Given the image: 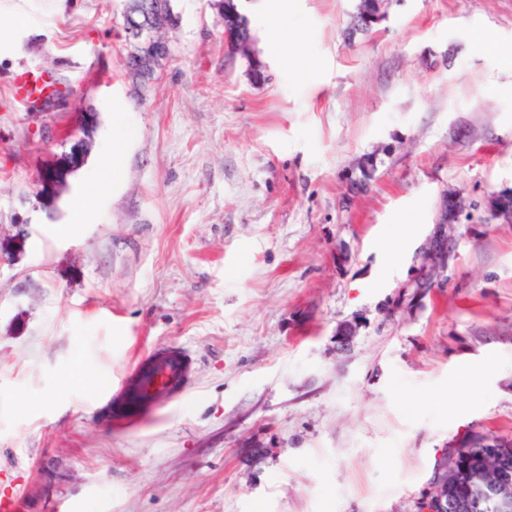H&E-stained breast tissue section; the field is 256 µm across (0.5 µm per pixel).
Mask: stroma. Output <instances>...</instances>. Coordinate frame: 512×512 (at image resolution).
<instances>
[{
	"label": "stroma",
	"instance_id": "stroma-1",
	"mask_svg": "<svg viewBox=\"0 0 512 512\" xmlns=\"http://www.w3.org/2000/svg\"><path fill=\"white\" fill-rule=\"evenodd\" d=\"M356 4L244 0L255 84L211 0H173L141 92L120 0H0V498L417 512L443 449L512 441V222L449 225L415 285L444 195L512 190V0H396L365 34ZM22 65L70 95L20 107ZM158 345L195 357L189 396L113 430V381ZM224 22V41L230 44L238 53L244 56L249 63L250 75L255 82H263L266 80V67L260 60L254 50L252 37H245L233 31L231 36L225 34L226 30ZM78 130L82 135L76 138L74 149H71L69 152H64L60 156H54L52 165L54 166L56 174L61 179H63L64 173L74 171L83 164L90 152L93 143L94 126L85 123L81 125Z\"/></svg>",
	"mask_w": 512,
	"mask_h": 512
}]
</instances>
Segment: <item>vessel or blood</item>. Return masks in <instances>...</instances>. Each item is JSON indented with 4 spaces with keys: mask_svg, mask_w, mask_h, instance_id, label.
I'll return each instance as SVG.
<instances>
[{
    "mask_svg": "<svg viewBox=\"0 0 512 512\" xmlns=\"http://www.w3.org/2000/svg\"><path fill=\"white\" fill-rule=\"evenodd\" d=\"M11 92L23 106L60 97L65 89L54 74L25 66L12 74ZM195 361L185 350L159 346L140 355L112 384V394L101 408L104 420L128 429L149 418L161 406L182 401L190 392Z\"/></svg>",
    "mask_w": 512,
    "mask_h": 512,
    "instance_id": "1",
    "label": "vessel or blood"
}]
</instances>
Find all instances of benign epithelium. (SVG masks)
I'll return each instance as SVG.
<instances>
[{"mask_svg":"<svg viewBox=\"0 0 512 512\" xmlns=\"http://www.w3.org/2000/svg\"><path fill=\"white\" fill-rule=\"evenodd\" d=\"M391 3L392 0H360L355 18L363 26L371 28L387 17ZM121 18L128 46L125 57L127 78L145 87L155 79L156 72L143 67V58L150 56L157 61V66H163L170 54L167 33L178 25L179 20L165 17L164 6L159 0H123ZM224 41L247 59L253 81L266 80V67L254 50L252 37L234 32L224 36ZM79 131L81 136L76 138L74 149L54 157V170L60 177L83 164L90 152L94 126L85 123ZM466 209L463 198L443 196L438 224L424 252L425 267L435 275L444 270L448 262V219L460 221ZM484 219L512 221V191L506 195H492L486 205ZM488 488L494 490L500 512H512V479L501 476L497 468L484 465L474 473L470 490L477 495ZM421 505L422 512H445L441 476L430 478Z\"/></svg>","mask_w":512,"mask_h":512,"instance_id":"7a95c632","label":"benign epithelium"}]
</instances>
